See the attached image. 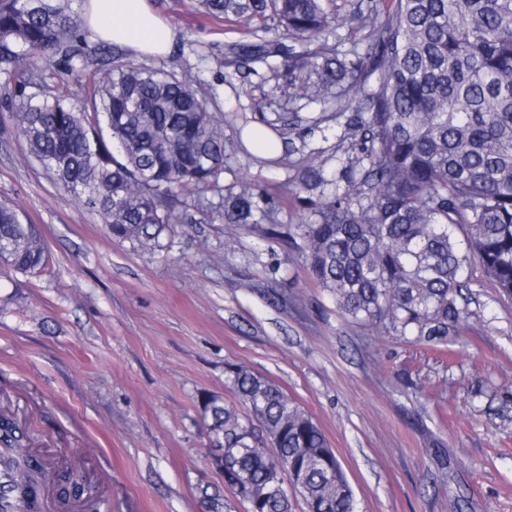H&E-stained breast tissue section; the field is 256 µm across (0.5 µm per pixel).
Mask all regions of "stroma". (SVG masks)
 <instances>
[{
	"instance_id": "35a3bbf8",
	"label": "stroma",
	"mask_w": 512,
	"mask_h": 512,
	"mask_svg": "<svg viewBox=\"0 0 512 512\" xmlns=\"http://www.w3.org/2000/svg\"><path fill=\"white\" fill-rule=\"evenodd\" d=\"M176 32L149 66L213 86L223 112L272 121L284 101L323 106L267 82L266 67L226 76L236 39L194 0H153ZM0 96V201L37 224L49 249L33 273L0 270V414L34 446L101 451L112 495L102 512H244L210 461L202 402L229 398L226 368L276 382L326 433L356 512H512V297L472 267V316L448 344H408L343 316L311 278L305 242L214 220L175 225L165 249L114 240L27 157ZM336 125L295 132L299 157L333 173ZM297 167L244 148L223 185L255 182L281 199L283 228L311 203L287 193Z\"/></svg>"
}]
</instances>
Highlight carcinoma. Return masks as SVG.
I'll return each mask as SVG.
<instances>
[{"instance_id":"1","label":"carcinoma","mask_w":512,"mask_h":512,"mask_svg":"<svg viewBox=\"0 0 512 512\" xmlns=\"http://www.w3.org/2000/svg\"><path fill=\"white\" fill-rule=\"evenodd\" d=\"M74 2L0 0V78L28 156L112 237L143 251L164 249L175 224L217 218L279 234V202L265 188L220 185L239 145L225 137L214 98L182 74L89 43ZM198 4L239 26L224 68L267 65L271 78L285 71L310 99L336 103L308 127H343L336 173L304 165L288 194L315 197L296 230L309 273L342 315L439 345L471 315L462 298L471 264L512 294V0H356L341 18L330 0ZM344 26L359 34L347 50L334 33ZM76 61L93 67L84 97L44 88L45 65L71 75ZM31 85L39 91L26 93ZM300 122L278 114L284 144ZM0 243L9 245L0 264L15 271L46 262L38 226L2 202ZM226 387L234 400L212 397L204 414L224 449V485L240 502L292 512L288 480L307 512H355L347 476L307 411L241 365L228 367ZM0 448L21 455L22 465L1 456L0 468L31 494L27 434L7 418Z\"/></svg>"}]
</instances>
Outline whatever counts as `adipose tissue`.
Masks as SVG:
<instances>
[{
    "label": "adipose tissue",
    "mask_w": 512,
    "mask_h": 512,
    "mask_svg": "<svg viewBox=\"0 0 512 512\" xmlns=\"http://www.w3.org/2000/svg\"><path fill=\"white\" fill-rule=\"evenodd\" d=\"M84 24L105 41L144 56L167 54L174 29L154 11L151 0H89Z\"/></svg>",
    "instance_id": "1"
}]
</instances>
